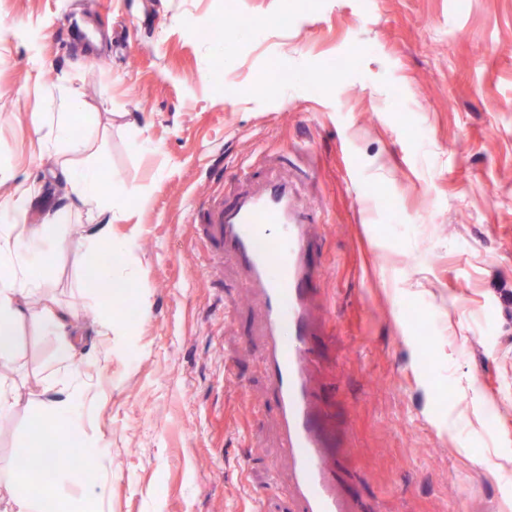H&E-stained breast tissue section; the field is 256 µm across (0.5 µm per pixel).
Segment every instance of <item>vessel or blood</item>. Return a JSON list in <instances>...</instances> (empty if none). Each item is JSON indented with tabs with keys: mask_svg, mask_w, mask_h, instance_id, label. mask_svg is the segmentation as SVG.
I'll list each match as a JSON object with an SVG mask.
<instances>
[{
	"mask_svg": "<svg viewBox=\"0 0 512 512\" xmlns=\"http://www.w3.org/2000/svg\"><path fill=\"white\" fill-rule=\"evenodd\" d=\"M315 221L314 213L296 205L290 185L272 181L219 204L196 231L212 266L233 254L262 292L269 337L264 367L280 420L282 455L302 512H351L339 491L329 415L315 405L310 386L321 361L311 314L321 273L309 232Z\"/></svg>",
	"mask_w": 512,
	"mask_h": 512,
	"instance_id": "vessel-or-blood-1",
	"label": "vessel or blood"
}]
</instances>
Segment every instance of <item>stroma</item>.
Listing matches in <instances>:
<instances>
[{"mask_svg":"<svg viewBox=\"0 0 512 512\" xmlns=\"http://www.w3.org/2000/svg\"><path fill=\"white\" fill-rule=\"evenodd\" d=\"M75 91L133 194L126 333L87 306L74 205L0 370V470L73 379L98 482L58 484L75 512H297L258 292L232 257L209 275L192 220L280 178L317 213L312 385L357 512H512V0H0V203L35 187L25 224L69 204ZM46 305L78 317L68 362ZM81 109L80 96L74 93L66 103L65 112H59L54 145L56 149L78 152L84 147V143L73 130V116Z\"/></svg>","mask_w":512,"mask_h":512,"instance_id":"35a3bbf8","label":"stroma"}]
</instances>
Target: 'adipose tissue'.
<instances>
[{
	"label": "adipose tissue",
	"mask_w": 512,
	"mask_h": 512,
	"mask_svg": "<svg viewBox=\"0 0 512 512\" xmlns=\"http://www.w3.org/2000/svg\"><path fill=\"white\" fill-rule=\"evenodd\" d=\"M108 160L97 154L84 161L62 167L61 172L70 195L98 212L112 209L119 192L105 181ZM68 210L53 216L51 224L64 222ZM51 224L29 229L27 235L0 230V364L13 361L16 348L13 340L21 317L19 303L37 294L43 287L42 273L50 268L64 246V239L53 233ZM90 251L98 259L86 271L82 288L91 306L97 311V322L104 333H112V313L120 283L114 277L116 268L126 264L130 247L113 239L111 225L97 223L87 235ZM82 397L70 390L65 397L41 407L32 417L28 435L21 446L8 480L13 490L6 507L0 512H67L66 504L57 498L52 487L61 478L90 485L95 471L82 450L86 435L82 422ZM39 467L43 477L33 484L27 479L31 467Z\"/></svg>",
	"instance_id": "obj_1"
}]
</instances>
